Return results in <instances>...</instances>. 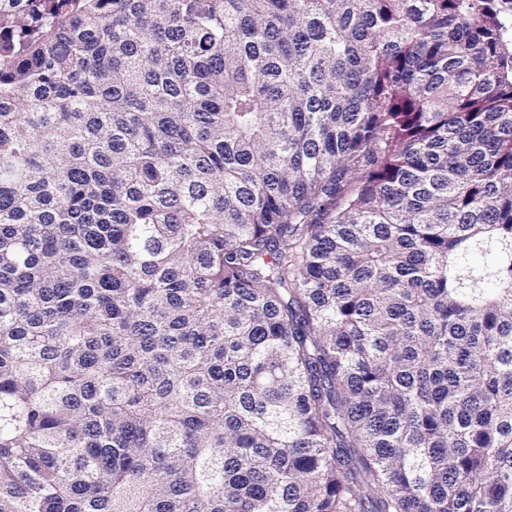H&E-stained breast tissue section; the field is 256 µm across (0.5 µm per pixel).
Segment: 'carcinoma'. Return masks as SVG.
<instances>
[{
  "label": "carcinoma",
  "instance_id": "obj_1",
  "mask_svg": "<svg viewBox=\"0 0 512 512\" xmlns=\"http://www.w3.org/2000/svg\"><path fill=\"white\" fill-rule=\"evenodd\" d=\"M0 512H512L504 0H0Z\"/></svg>",
  "mask_w": 512,
  "mask_h": 512
}]
</instances>
